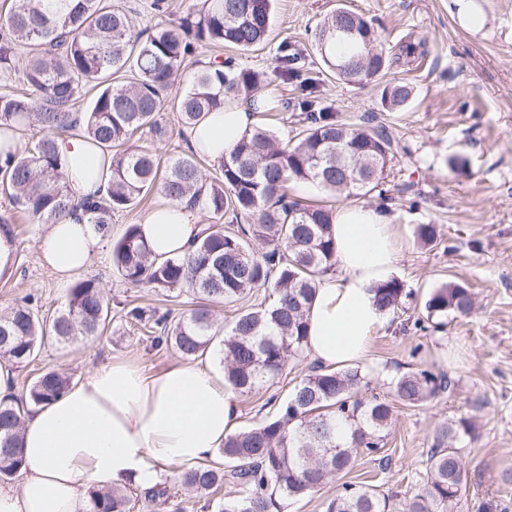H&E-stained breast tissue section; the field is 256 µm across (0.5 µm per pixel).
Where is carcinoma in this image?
<instances>
[{
  "mask_svg": "<svg viewBox=\"0 0 512 512\" xmlns=\"http://www.w3.org/2000/svg\"><path fill=\"white\" fill-rule=\"evenodd\" d=\"M276 0H203L178 18L139 32L113 0H11L0 17V76L24 61L28 92L0 93V130L36 127L38 140L6 154L0 184L28 219L52 224L78 206L66 185V164L56 139L75 129L81 112L85 133L112 153L111 174L96 203H83L88 223L112 230V215L140 203L153 188L173 203L200 206L207 224L194 249L160 260L140 240L138 225H128L112 242V266L126 283L177 297L192 296L190 308L175 320L141 306H122L123 317L148 332L153 349L175 348L196 358L217 346L224 381L249 395L280 378L288 364L306 358L307 313L319 281L337 263L332 226L336 208L288 195L292 182L311 183L326 196L357 201L378 191L380 206L391 198L381 189L395 142L382 124H350L320 105L312 87L299 85L300 128L287 140L258 124L218 163L208 179L200 156L185 154L161 169L151 146L137 134L160 140L168 135L160 120L162 105L186 58L199 46L251 51L270 34ZM374 29L346 8L327 16L317 34L323 64L337 79L363 87L400 60L415 59L406 42L398 56L376 49ZM278 72L299 77L298 56L283 47ZM264 81L257 71L239 70L232 58L214 61L193 74L179 90L177 106L185 127L201 122L239 98H254ZM96 90L85 109L86 88ZM402 82L383 85L381 102L393 112L411 99ZM270 290L255 298V290ZM385 312H396L406 295L396 278L376 288ZM34 299L0 311V358L18 366L36 359L48 340L105 336L111 306L92 279L69 288L65 308L41 317ZM240 306L234 321L221 328L212 304ZM474 300L468 288L446 283L434 289L424 308L435 327L448 314L466 316ZM71 384L65 373L47 370L30 384V404L62 394ZM367 374L359 367H319L304 375L262 424L231 433L211 460L187 468L181 486L212 497L224 488L221 512H284L285 503L303 499L327 480L340 479L362 458L378 456L395 404L417 407L448 390V378L428 369L410 371L393 381L389 396L367 394ZM25 407L0 401V478L24 466L19 430ZM471 433L460 420L443 427L427 458V481L405 503V512H451L467 483L456 443ZM165 509L185 512L181 494L164 480L136 496ZM132 496L120 487L94 489L89 512H129ZM393 496L373 485L344 481L325 512H391Z\"/></svg>",
  "mask_w": 512,
  "mask_h": 512,
  "instance_id": "cac0c4a2",
  "label": "carcinoma"
}]
</instances>
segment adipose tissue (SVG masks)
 <instances>
[{"label":"adipose tissue","mask_w":512,"mask_h":512,"mask_svg":"<svg viewBox=\"0 0 512 512\" xmlns=\"http://www.w3.org/2000/svg\"><path fill=\"white\" fill-rule=\"evenodd\" d=\"M251 102L209 114L189 127L194 151L219 162L256 124ZM70 196L99 199L112 158L81 132L58 139ZM161 258L185 255L202 230L200 212L160 202L139 223ZM340 275L324 276L308 315L307 353L323 367L349 366L368 353L386 314L374 288L395 271L401 243L389 213L378 206H342L333 226ZM105 238L76 210L39 237L41 263L58 278L90 266ZM237 404L224 375L206 364L150 373L133 361L89 369L60 396L30 406L21 432L25 465L19 485H0V512H87L88 491L133 483L147 488L163 465H194L213 457L232 432Z\"/></svg>","instance_id":"ef3b65f1"}]
</instances>
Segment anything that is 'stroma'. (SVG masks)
I'll return each mask as SVG.
<instances>
[{
    "mask_svg": "<svg viewBox=\"0 0 512 512\" xmlns=\"http://www.w3.org/2000/svg\"><path fill=\"white\" fill-rule=\"evenodd\" d=\"M472 19L459 16L456 0H277L272 33L256 51H237V67L266 73L264 97L279 101L273 123L279 135L292 137L299 127L295 84L276 75L282 45L295 49L303 79L310 81L322 105L345 122L376 117L398 144L387 167L389 206L402 251L396 277L407 292L385 327L372 339L361 368L376 371L371 392L384 394L389 382L421 368L448 376L450 387L425 404L397 406L380 460L362 459L347 474L350 482L378 486L405 498L426 478V460L435 434L462 418L475 424L473 436L459 448L468 483L452 512H499L512 500L504 487L512 467V0H471ZM361 15L378 34L377 47L393 56L405 41L421 44L425 55L412 66H393L389 78L408 83L412 97L397 112L381 104V88H358L326 75L316 50V34L337 7ZM463 167H456V160ZM432 224L437 241L426 245L417 225ZM15 272L0 280V310L34 297L44 315L63 309L73 281L93 279L112 307V334L46 342L34 363L15 368L19 392L37 372L58 369L80 381L93 365L132 360L158 373L181 364L175 349H151L140 327L123 317L122 305L171 309L180 316L190 300L167 301L156 292L128 285L104 252L73 279L62 280L37 255L41 224L14 227ZM454 281L471 289L473 312L449 316L442 330L420 332L424 302L432 289ZM302 362L274 384L249 396H237V429L261 421V405L282 397L309 370Z\"/></svg>",
    "mask_w": 512,
    "mask_h": 512,
    "instance_id": "35a3bbf8",
    "label": "stroma"
}]
</instances>
